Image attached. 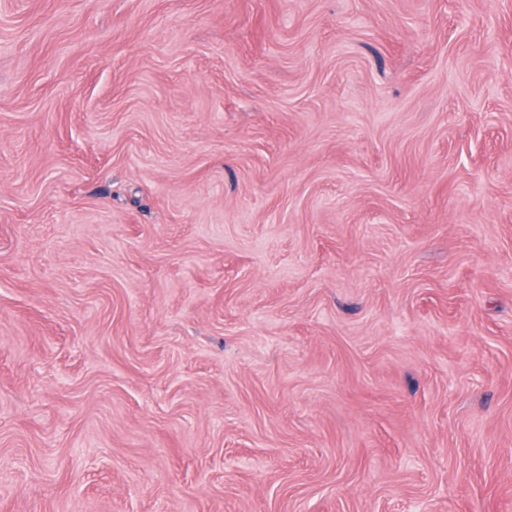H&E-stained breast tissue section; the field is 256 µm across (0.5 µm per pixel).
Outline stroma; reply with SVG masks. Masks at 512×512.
<instances>
[{
    "label": "stroma",
    "instance_id": "stroma-1",
    "mask_svg": "<svg viewBox=\"0 0 512 512\" xmlns=\"http://www.w3.org/2000/svg\"><path fill=\"white\" fill-rule=\"evenodd\" d=\"M0 512H512V0H0Z\"/></svg>",
    "mask_w": 512,
    "mask_h": 512
}]
</instances>
